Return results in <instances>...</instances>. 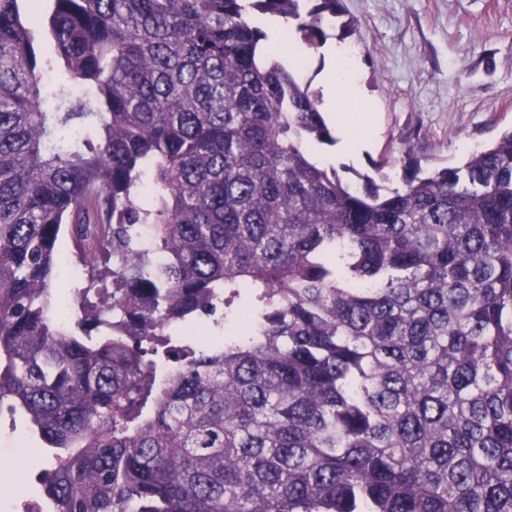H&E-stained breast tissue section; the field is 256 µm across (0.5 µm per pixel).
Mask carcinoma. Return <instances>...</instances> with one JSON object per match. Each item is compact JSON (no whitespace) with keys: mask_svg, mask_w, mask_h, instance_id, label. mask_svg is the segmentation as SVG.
I'll return each instance as SVG.
<instances>
[{"mask_svg":"<svg viewBox=\"0 0 512 512\" xmlns=\"http://www.w3.org/2000/svg\"><path fill=\"white\" fill-rule=\"evenodd\" d=\"M31 2L0 0V411L51 512H512V130L383 193L312 157L255 23L315 52L340 0ZM244 293L245 338L169 332ZM28 421L23 414L17 412L11 415L5 408L0 417V431L2 434L9 436L13 441L25 448H38L39 440L33 437L30 440H24L22 435L28 434Z\"/></svg>","mask_w":512,"mask_h":512,"instance_id":"1","label":"carcinoma"}]
</instances>
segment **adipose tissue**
<instances>
[{"label":"adipose tissue","mask_w":512,"mask_h":512,"mask_svg":"<svg viewBox=\"0 0 512 512\" xmlns=\"http://www.w3.org/2000/svg\"><path fill=\"white\" fill-rule=\"evenodd\" d=\"M324 53L328 66L321 80L322 108L325 112L338 116L342 149L346 154L353 156L362 150L373 132L370 118L360 117L349 111L358 93L356 65L351 58L345 56L339 46H326Z\"/></svg>","instance_id":"adipose-tissue-1"}]
</instances>
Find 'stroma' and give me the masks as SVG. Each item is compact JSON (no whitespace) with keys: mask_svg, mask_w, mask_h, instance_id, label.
Segmentation results:
<instances>
[{"mask_svg":"<svg viewBox=\"0 0 512 512\" xmlns=\"http://www.w3.org/2000/svg\"><path fill=\"white\" fill-rule=\"evenodd\" d=\"M341 7L327 39L356 59L360 99L352 109L375 123L357 160L318 145L341 177L380 172L384 187L398 188L410 158L427 171L460 166L512 127V0H341ZM28 430L23 414H0V433L34 450L19 464L8 512L44 501L40 474L51 458Z\"/></svg>","mask_w":512,"mask_h":512,"instance_id":"1","label":"stroma"}]
</instances>
